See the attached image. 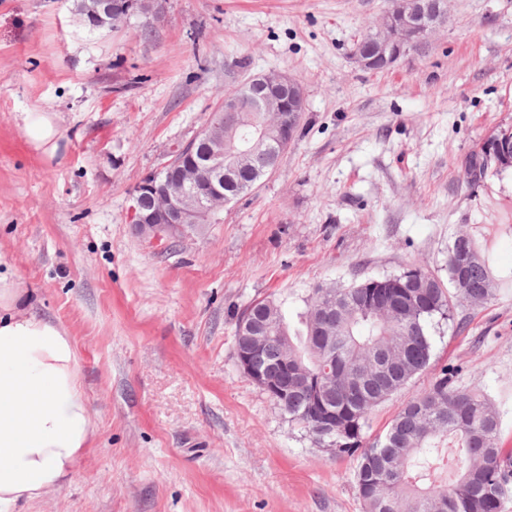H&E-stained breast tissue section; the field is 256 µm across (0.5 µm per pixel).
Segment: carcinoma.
<instances>
[{
  "instance_id": "carcinoma-1",
  "label": "carcinoma",
  "mask_w": 512,
  "mask_h": 512,
  "mask_svg": "<svg viewBox=\"0 0 512 512\" xmlns=\"http://www.w3.org/2000/svg\"><path fill=\"white\" fill-rule=\"evenodd\" d=\"M269 175L258 169L238 172L224 183V192L244 195ZM447 266L450 290L420 266L392 276L398 288H411L413 271L429 281L400 314L388 307L391 292L368 300L365 279L313 289L295 328L269 299L238 313L235 327L249 319L267 331L268 343L255 361L274 384L268 397L320 447L340 448L356 458L365 512H504L512 499V454L502 445L500 413L483 392L457 386L446 368L402 407L383 435L363 444L373 411L429 367L434 321H450L458 308L482 306L512 285V274L496 272L492 253L479 249L468 233L448 248ZM327 290L335 293L336 304L330 337L315 330ZM397 340L407 343L401 361L388 370L377 368L380 352ZM285 349L295 364L287 371L281 367ZM316 388L326 407L349 416L352 428L334 433L316 428L310 414Z\"/></svg>"
}]
</instances>
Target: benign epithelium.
I'll return each instance as SVG.
<instances>
[{"instance_id":"benign-epithelium-1","label":"benign epithelium","mask_w":512,"mask_h":512,"mask_svg":"<svg viewBox=\"0 0 512 512\" xmlns=\"http://www.w3.org/2000/svg\"><path fill=\"white\" fill-rule=\"evenodd\" d=\"M144 0H129L127 7L115 8L112 0H87L80 10L84 24L92 28H111L132 13L146 11ZM448 0H399L381 17L371 35V48L356 47L353 57L364 70L388 68L411 52L421 50L430 35L447 19ZM260 89L256 99L224 98L220 111L191 140L211 146L206 164L194 156V149L183 145L173 150L163 166L147 174L132 195L131 221L137 233L150 243L166 244L202 233V227L214 223L224 206L234 197L224 194V174L244 165H276L272 148L283 152L294 140L298 114L303 111L304 92L300 84L285 72L270 71L254 79ZM263 112L272 121L257 124L252 113ZM476 167L502 169L512 165V147L499 139L489 140L470 159ZM252 337L251 345L235 351L241 374L263 392L271 389L254 356L266 341L253 335V325H242Z\"/></svg>"}]
</instances>
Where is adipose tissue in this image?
<instances>
[{
	"label": "adipose tissue",
	"instance_id": "adipose-tissue-1",
	"mask_svg": "<svg viewBox=\"0 0 512 512\" xmlns=\"http://www.w3.org/2000/svg\"><path fill=\"white\" fill-rule=\"evenodd\" d=\"M24 129L33 150L56 156L63 133L52 113H27ZM95 437L72 336L0 276V512L62 488Z\"/></svg>",
	"mask_w": 512,
	"mask_h": 512
}]
</instances>
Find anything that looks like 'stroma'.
<instances>
[{"label":"stroma","mask_w":512,"mask_h":512,"mask_svg":"<svg viewBox=\"0 0 512 512\" xmlns=\"http://www.w3.org/2000/svg\"><path fill=\"white\" fill-rule=\"evenodd\" d=\"M76 5L0 0V273L73 337L97 425L70 483L22 512H364L355 460L239 372L236 314L269 298L291 319L316 286L414 265L447 282L465 229L512 271V168L474 190L465 179L469 156L512 129V0H449L423 49L382 72L353 49L391 0H159L99 30ZM273 70L305 94L276 171L202 235L148 245L135 187L226 89ZM29 112L55 114L60 160L30 147ZM456 317L367 437L460 365L512 449V288Z\"/></svg>","instance_id":"35a3bbf8"}]
</instances>
